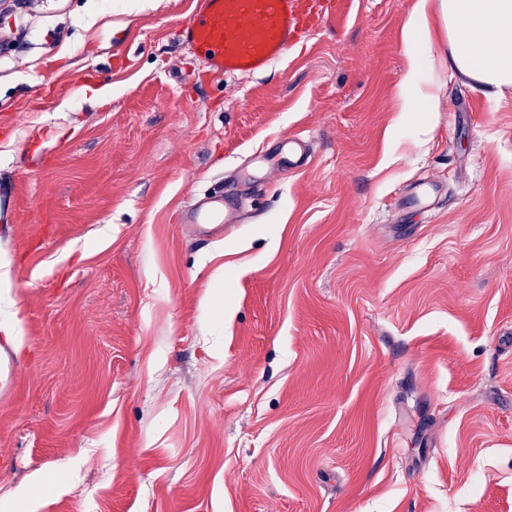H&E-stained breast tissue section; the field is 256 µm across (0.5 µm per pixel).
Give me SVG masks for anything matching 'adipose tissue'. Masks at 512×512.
Listing matches in <instances>:
<instances>
[{"label": "adipose tissue", "instance_id": "ef3b65f1", "mask_svg": "<svg viewBox=\"0 0 512 512\" xmlns=\"http://www.w3.org/2000/svg\"><path fill=\"white\" fill-rule=\"evenodd\" d=\"M448 35V68L475 79L491 101L512 86V0H440ZM25 344L24 318L13 294L9 264L0 260V350L20 351Z\"/></svg>", "mask_w": 512, "mask_h": 512}]
</instances>
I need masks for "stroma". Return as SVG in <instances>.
Returning <instances> with one entry per match:
<instances>
[{
    "mask_svg": "<svg viewBox=\"0 0 512 512\" xmlns=\"http://www.w3.org/2000/svg\"><path fill=\"white\" fill-rule=\"evenodd\" d=\"M414 2L204 81L195 0L0 7V496L66 463L37 512H512V90L439 19L406 50ZM297 133L307 165L237 183ZM214 191L243 221L196 231ZM409 60L411 65L407 71L405 79L399 87V98L401 101V111L416 112L412 108V102L415 99L414 97L429 99V94L419 88V81L417 80L415 68L413 65L414 56H409ZM414 90H418L415 95H413ZM24 318L13 294L9 263L0 260V352L9 347L19 353L25 344Z\"/></svg>",
    "mask_w": 512,
    "mask_h": 512,
    "instance_id": "35a3bbf8",
    "label": "stroma"
}]
</instances>
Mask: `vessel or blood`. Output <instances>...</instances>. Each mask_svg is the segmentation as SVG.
Segmentation results:
<instances>
[{
  "instance_id": "1",
  "label": "vessel or blood",
  "mask_w": 512,
  "mask_h": 512,
  "mask_svg": "<svg viewBox=\"0 0 512 512\" xmlns=\"http://www.w3.org/2000/svg\"><path fill=\"white\" fill-rule=\"evenodd\" d=\"M334 4L314 10L311 0H198L178 29L207 73L236 77L266 72L305 34L334 16ZM235 204L219 195L190 204L186 223L198 226L238 220Z\"/></svg>"
}]
</instances>
